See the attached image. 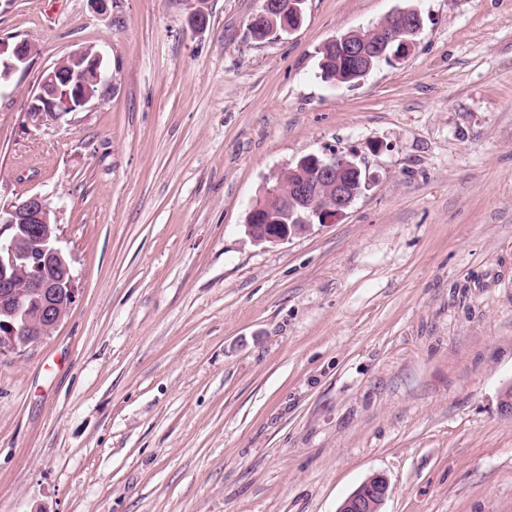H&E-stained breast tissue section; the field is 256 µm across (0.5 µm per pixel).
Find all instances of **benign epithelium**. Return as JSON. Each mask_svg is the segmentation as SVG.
Returning <instances> with one entry per match:
<instances>
[{
	"label": "benign epithelium",
	"instance_id": "obj_1",
	"mask_svg": "<svg viewBox=\"0 0 512 512\" xmlns=\"http://www.w3.org/2000/svg\"><path fill=\"white\" fill-rule=\"evenodd\" d=\"M423 29L415 9L397 10L366 30H351L328 44L349 63L351 71L365 78L372 59L394 63L408 57ZM36 50L26 40L16 42L8 60L9 73L27 66ZM81 65L66 74L58 65L46 69L38 88L28 98L27 121L39 127L58 122L84 109L96 99L88 82L106 81L103 56L82 47L68 53ZM374 183V175L361 167L351 153L335 150L320 157L309 155L263 184L260 199H291L307 213L303 229L275 224L272 211L259 204L250 209L246 232L256 244L277 245L310 230L313 223L330 224ZM46 198L33 194L0 212V354L14 352L49 335L68 315L77 296L76 278L68 257L59 246L58 225ZM381 474L364 481L339 505L337 512H381L388 495Z\"/></svg>",
	"mask_w": 512,
	"mask_h": 512
}]
</instances>
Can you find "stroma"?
<instances>
[{"mask_svg": "<svg viewBox=\"0 0 512 512\" xmlns=\"http://www.w3.org/2000/svg\"><path fill=\"white\" fill-rule=\"evenodd\" d=\"M208 24L192 25L198 5ZM0 0V208L38 193L78 293L0 354V512H512V0ZM417 8L414 51L356 85L323 45ZM92 46L100 99L27 124ZM354 153L332 224L255 244L265 179ZM278 4L267 17L261 18L255 23V28L250 30L252 36L263 40L265 37L282 31L288 25V3L290 0H275ZM35 53L36 50L31 43L20 40L14 44L9 59L4 60L3 63L7 65V70L11 75L19 69L25 68ZM388 489L386 478L381 474H375L348 495L336 512H381Z\"/></svg>", "mask_w": 512, "mask_h": 512, "instance_id": "1", "label": "stroma"}]
</instances>
